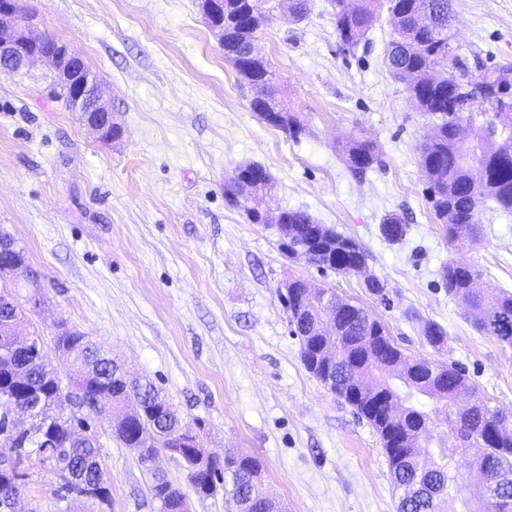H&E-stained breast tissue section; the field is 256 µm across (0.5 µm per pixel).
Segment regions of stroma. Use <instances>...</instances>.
<instances>
[{"instance_id": "35a3bbf8", "label": "stroma", "mask_w": 512, "mask_h": 512, "mask_svg": "<svg viewBox=\"0 0 512 512\" xmlns=\"http://www.w3.org/2000/svg\"><path fill=\"white\" fill-rule=\"evenodd\" d=\"M41 30L79 55L103 82L122 138L103 143L53 94V68L35 62L0 73V230L42 274L24 331L52 336L66 322L102 346L130 376L149 378L210 452L258 458L287 512H396L379 435L304 367L276 288L301 278L368 310L414 359L455 363L477 397L512 412V347L480 333L439 272L471 264L488 286L512 291V213L486 204L476 237L449 240L433 216L418 146L430 135L404 82L385 64L393 36L381 13L367 42L343 52L327 0L308 16L279 14L258 47L275 70L299 139L261 120L256 90L237 74L207 27L200 0H22ZM450 44L466 63L512 64V0H452ZM362 130L381 162L356 179L339 149ZM272 180L273 210H303L352 237L365 275L324 271L283 255L273 229L250 223L224 197L236 167ZM400 215L404 241L380 224ZM447 334L442 348L422 333ZM104 504L67 498L36 457L22 463L20 512H159L153 472L185 484L181 463L144 465L94 419Z\"/></svg>"}]
</instances>
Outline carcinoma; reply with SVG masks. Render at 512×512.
<instances>
[{
	"label": "carcinoma",
	"instance_id": "1",
	"mask_svg": "<svg viewBox=\"0 0 512 512\" xmlns=\"http://www.w3.org/2000/svg\"><path fill=\"white\" fill-rule=\"evenodd\" d=\"M311 0H278L277 8L288 11L294 21L303 19ZM338 38L350 48L368 40V34L382 10L399 11L403 21L394 27L386 51V65L395 76L412 77L407 90L423 115L436 120L432 134L421 145L419 165L426 180L428 200L438 223L452 238L475 235L480 207L488 201L504 212H512V111L505 112L497 101L483 95L485 86H512V66L474 68L459 64L462 84L470 87L467 95L448 85V57L453 51L448 36L437 38L417 27L415 16L429 8L437 25L448 28L449 0H330ZM251 0H224V53L230 55L239 75L252 85L261 83L266 94L252 100L258 115L283 112L284 118L273 124L299 138L304 131L298 117L288 109L278 91L271 86L270 64L250 53V43L268 15L251 14ZM78 72L58 71L57 93L65 107L75 111L74 84ZM484 111H470L473 101ZM342 154L357 175L381 164L372 141L359 134L346 137ZM234 178L224 184V193L239 206L253 224L263 223L267 191L263 183H254L243 197L235 194ZM281 223L288 225V244L278 243L288 258L307 247L313 265L338 274L352 275L367 265V257L350 237L318 224L305 211H282ZM383 238L400 242L407 225L391 215L380 226ZM448 294L462 298L471 310L475 327L484 335L512 346V293H492L483 287L482 273L475 267L454 261L441 271ZM334 295L329 288H318L305 297L304 311L296 317L300 354L305 368L332 393L342 398L366 419L380 436L387 455L391 478L398 492L397 512H512V418L493 408L482 398H474L465 409L456 408L463 395L472 393L464 373L454 364L411 360L389 336L386 326L361 306L336 298V331H331L323 311V295ZM428 343L441 346L446 333L437 323L423 329ZM54 349L70 351L87 365H103L95 373L85 394L76 397L83 407L84 419L102 411L139 407L128 425L116 428L113 436L127 448L138 438L157 441L165 450L176 446L161 430L172 426L162 408L168 403L149 380L133 383L119 366L108 358L83 333L55 334ZM27 366L25 387L32 399L19 397L9 383L14 368ZM66 389L60 376L36 356L16 353L9 361L0 358V403L21 398L24 404L38 405L36 414L53 419L54 444L60 448L69 434L72 417L64 413L59 392ZM182 439L190 442L193 463L202 467L187 477L199 498L219 491L229 496L240 512H270L273 494L265 487L260 461L247 454L227 452L210 456L203 439L186 425ZM45 437L40 428L30 435L6 438L11 448H30L39 454ZM475 451L470 479L481 486L482 495L474 501L466 496V485L452 472L451 462ZM99 445L89 443L73 449L68 464L76 478L88 479L99 465ZM150 493L160 512H182L187 496L181 487L167 480L151 484Z\"/></svg>",
	"mask_w": 512,
	"mask_h": 512
}]
</instances>
